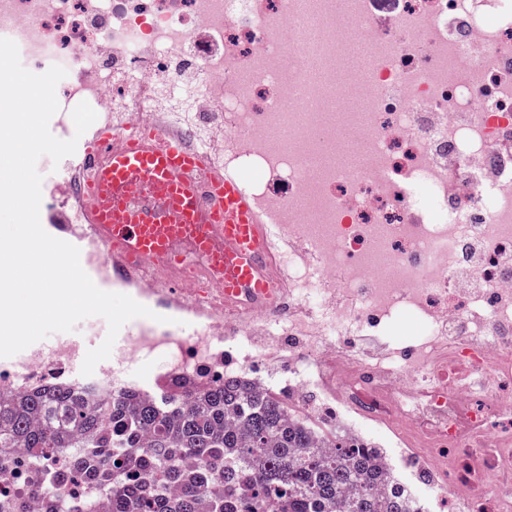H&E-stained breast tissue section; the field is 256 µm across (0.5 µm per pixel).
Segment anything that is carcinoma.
<instances>
[{
    "instance_id": "carcinoma-1",
    "label": "carcinoma",
    "mask_w": 512,
    "mask_h": 512,
    "mask_svg": "<svg viewBox=\"0 0 512 512\" xmlns=\"http://www.w3.org/2000/svg\"><path fill=\"white\" fill-rule=\"evenodd\" d=\"M0 448L37 459L66 457L50 477L52 497L72 472L112 475L110 512H419L380 449L314 429L243 375L186 390L161 405L128 394L100 410L69 387L0 403ZM199 459L194 471L181 461Z\"/></svg>"
}]
</instances>
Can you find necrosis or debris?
I'll return each mask as SVG.
<instances>
[{"label":"necrosis or debris","instance_id":"4bbe7bcc","mask_svg":"<svg viewBox=\"0 0 512 512\" xmlns=\"http://www.w3.org/2000/svg\"><path fill=\"white\" fill-rule=\"evenodd\" d=\"M0 0L22 65L87 102L157 113L235 170L284 239L280 311L188 299V329L119 341L99 389L248 376L303 418L411 447L472 512H512V0ZM364 67H347L350 41ZM416 322L370 362L359 338ZM71 337L0 360V396L66 378ZM294 355L289 370L277 363ZM162 357L134 379L130 362ZM50 461L0 452V512H108L109 477L42 494Z\"/></svg>","mask_w":512,"mask_h":512}]
</instances>
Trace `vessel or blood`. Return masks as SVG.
I'll list each match as a JSON object with an SVG mask.
<instances>
[{
  "label": "vessel or blood",
  "mask_w": 512,
  "mask_h": 512,
  "mask_svg": "<svg viewBox=\"0 0 512 512\" xmlns=\"http://www.w3.org/2000/svg\"><path fill=\"white\" fill-rule=\"evenodd\" d=\"M84 189L78 203L113 263L139 268L184 294L209 288L219 307L272 310L268 225L240 180L164 127L101 123L75 155Z\"/></svg>",
  "instance_id": "b4317fda"
}]
</instances>
